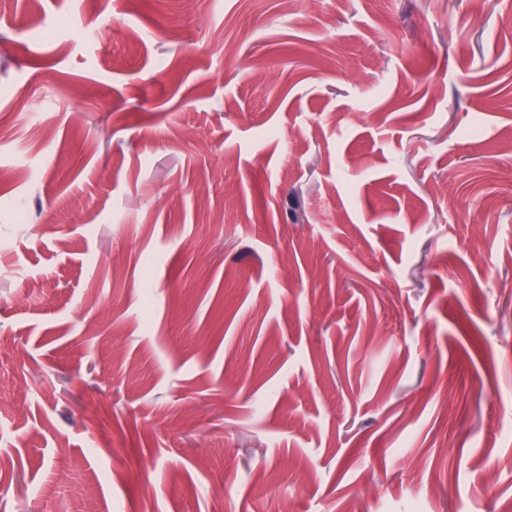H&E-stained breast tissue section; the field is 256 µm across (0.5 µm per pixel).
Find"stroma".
I'll list each match as a JSON object with an SVG mask.
<instances>
[{"label":"stroma","mask_w":512,"mask_h":512,"mask_svg":"<svg viewBox=\"0 0 512 512\" xmlns=\"http://www.w3.org/2000/svg\"><path fill=\"white\" fill-rule=\"evenodd\" d=\"M490 458L512 0H0V512H498Z\"/></svg>","instance_id":"1"}]
</instances>
